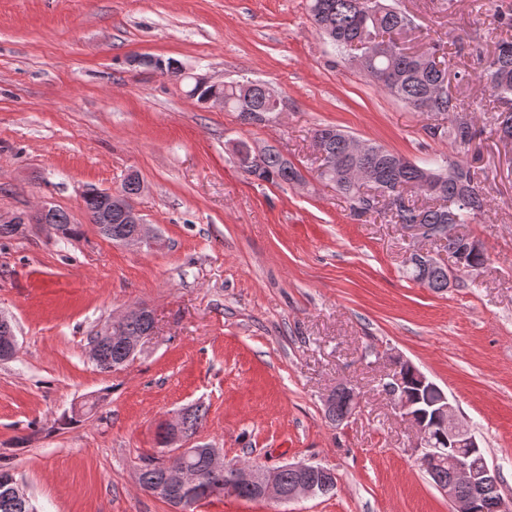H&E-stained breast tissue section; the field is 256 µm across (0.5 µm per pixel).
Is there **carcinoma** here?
I'll return each mask as SVG.
<instances>
[{"label":"carcinoma","instance_id":"1","mask_svg":"<svg viewBox=\"0 0 512 512\" xmlns=\"http://www.w3.org/2000/svg\"><path fill=\"white\" fill-rule=\"evenodd\" d=\"M309 13L318 30L337 51L353 53L359 58L358 68L384 92L403 102L411 111L430 123L425 125L433 138L446 139L450 152L416 161L369 140L365 151L354 157L345 154L344 140L348 133L335 126L313 129V140L322 142L326 158L317 170V177L336 188L348 203L349 215L359 219L369 213L389 209V199L402 197L407 205L391 211L392 220L408 228L425 224L432 235L441 233L450 224H474L485 206V197L473 191L472 184L483 185L485 178L471 164L469 152L479 131L469 123L467 137L460 140L455 121L465 110L460 100L445 93L436 95L437 87L448 81L449 65L440 43L421 52H411L402 42V35L413 25L410 15L386 0H309ZM494 22L503 31L512 29V5L503 3L494 10ZM483 78L491 92L495 112L492 131L512 134V40L497 42L493 51L483 57ZM275 100L265 84L244 80L224 87V108L238 113L244 124L257 125L261 116L272 115ZM248 143L239 140L233 153L240 154L236 164L255 179L275 185L291 184L301 177L299 169L275 148L266 149L262 166L255 169L242 149ZM426 202L417 204V198ZM112 233L99 230L109 239L111 235L133 232L124 212L112 208ZM51 233L64 238L78 233L68 215L58 209ZM408 278L435 292L448 289V266H406ZM126 336H140L149 328L142 316L133 315L121 325ZM124 352L117 343L104 347L96 367L112 371V364L121 361ZM333 422H341L350 414L349 397L342 392L325 409ZM194 464L206 471L205 485L209 496L224 494V483L231 472L214 473L206 469L203 458ZM166 467L155 466L145 473L141 487L147 491L165 480ZM0 512H32V504L4 496L0 490Z\"/></svg>","mask_w":512,"mask_h":512}]
</instances>
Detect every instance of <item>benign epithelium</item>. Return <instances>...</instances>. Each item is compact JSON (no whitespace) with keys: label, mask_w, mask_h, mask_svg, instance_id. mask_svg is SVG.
<instances>
[{"label":"benign epithelium","mask_w":512,"mask_h":512,"mask_svg":"<svg viewBox=\"0 0 512 512\" xmlns=\"http://www.w3.org/2000/svg\"><path fill=\"white\" fill-rule=\"evenodd\" d=\"M197 83L202 86H211L215 93L205 100V103H224V94L220 89L224 83L213 82L209 78L198 75ZM106 199L97 213V222L107 224L112 215V206L121 207L127 214L130 223L135 225V231L130 236L117 235L113 242L123 246H159L160 239L151 225L145 223L134 205V200L127 198L121 191L109 189L105 191ZM56 208L41 204L30 215L11 214L0 215L1 224L36 223L49 225L53 223ZM156 330H151L147 336H131L125 340L128 354L125 362L133 360L143 349L148 340L154 336ZM18 340L15 334L12 319L0 312V360L13 358L17 350ZM411 376L417 381L421 389H427L435 395L431 405L432 416H427L417 410V402L408 396V377L403 373H396L390 378L389 391L397 400L398 408L406 420L415 428L417 439L415 449L418 453V462L427 473L433 475L446 461L453 464L454 478L448 484H440L438 488L448 496L456 507V512H487L488 497L499 487V470L490 465L487 460L476 463L472 460L473 454L479 444L471 429L458 418L456 409L448 398V393L430 380L415 366H410ZM192 407H186L164 420L166 432L165 453L171 460L172 466L168 472L167 483L158 487L155 494L165 496L174 507L175 512H185L186 501L194 493L201 490L196 472L187 467L190 458L205 454L211 465L215 468L224 466L217 449L198 444L191 440L185 430L184 419ZM290 470L299 476L297 483L290 487L284 486L280 481V472ZM463 483L473 487L477 493L462 497L459 494L458 484ZM235 484L238 488H247L251 491L253 499L273 503L276 505L288 504L309 495H325L336 488L335 476L323 467L303 462L286 463L274 469L254 466L239 470L235 474ZM0 487L18 498H27L26 492L16 480L14 474L8 471L0 472Z\"/></svg>","instance_id":"1"}]
</instances>
